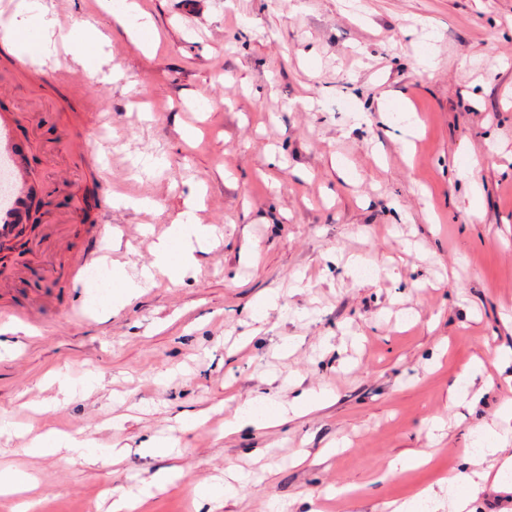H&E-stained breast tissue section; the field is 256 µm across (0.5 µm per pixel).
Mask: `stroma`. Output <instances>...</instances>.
Returning <instances> with one entry per match:
<instances>
[{"label": "stroma", "instance_id": "35a3bbf8", "mask_svg": "<svg viewBox=\"0 0 512 512\" xmlns=\"http://www.w3.org/2000/svg\"><path fill=\"white\" fill-rule=\"evenodd\" d=\"M69 2L73 25L95 15L117 79L36 88L0 70L29 168L60 191L0 271V300L46 316L0 328V470L37 477L33 512H111L103 483L166 467L180 479L138 512H195L216 482L230 489L212 512H384L421 490L456 512L463 475L475 512H512V0H141L152 55L99 0ZM385 99L409 132L380 117ZM89 102L109 150L91 127L74 148L69 116ZM89 152L112 175L113 266L150 265L196 185L217 241L178 278L67 309L95 215ZM320 390L285 426L223 433L255 396ZM48 431L121 454H30ZM154 437L170 455L147 452ZM403 458L420 464L392 470Z\"/></svg>", "mask_w": 512, "mask_h": 512}]
</instances>
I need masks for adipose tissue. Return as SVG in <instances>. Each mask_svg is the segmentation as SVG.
<instances>
[{"label": "adipose tissue", "mask_w": 512, "mask_h": 512, "mask_svg": "<svg viewBox=\"0 0 512 512\" xmlns=\"http://www.w3.org/2000/svg\"><path fill=\"white\" fill-rule=\"evenodd\" d=\"M109 11L124 31L142 48L150 50L156 45L151 35L152 22L141 11L136 0H121L110 5ZM11 28L32 31L36 36L35 48L38 56L46 57L57 49V21L50 15L42 0H18L9 22ZM189 209L176 219L170 237L154 246L155 259L151 267L143 269L140 276L133 277L124 270H116L113 278L119 288L128 293L140 292L153 279L155 273L177 275L190 268L195 262L198 248L209 243L212 230L208 225L195 223L192 208L196 197H189ZM321 394H304L289 405H281L266 397L251 399L240 412L225 420L224 431L228 434L247 429H260L280 425L287 421L289 414L300 413L321 401Z\"/></svg>", "instance_id": "1"}]
</instances>
